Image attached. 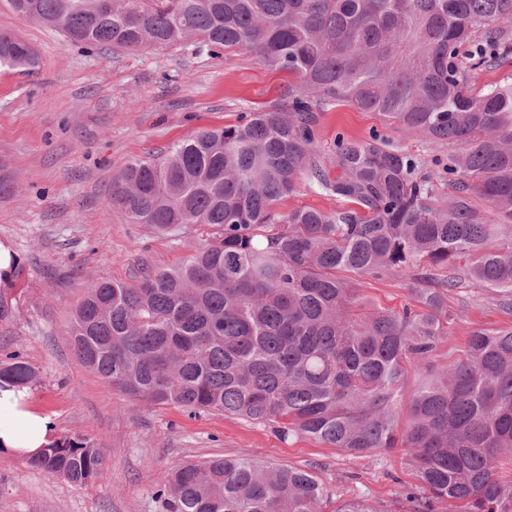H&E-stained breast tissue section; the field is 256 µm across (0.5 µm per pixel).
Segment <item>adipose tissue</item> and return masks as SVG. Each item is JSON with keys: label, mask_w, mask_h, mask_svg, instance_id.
Masks as SVG:
<instances>
[{"label": "adipose tissue", "mask_w": 512, "mask_h": 512, "mask_svg": "<svg viewBox=\"0 0 512 512\" xmlns=\"http://www.w3.org/2000/svg\"><path fill=\"white\" fill-rule=\"evenodd\" d=\"M31 398L28 389L0 382V453L38 454L54 443V422L48 416L29 410Z\"/></svg>", "instance_id": "obj_1"}]
</instances>
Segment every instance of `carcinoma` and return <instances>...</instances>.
<instances>
[{"instance_id":"cac0c4a2","label":"carcinoma","mask_w":512,"mask_h":512,"mask_svg":"<svg viewBox=\"0 0 512 512\" xmlns=\"http://www.w3.org/2000/svg\"><path fill=\"white\" fill-rule=\"evenodd\" d=\"M8 3L91 50H245L299 78L285 103L113 177L112 206L129 223L171 237L206 224L212 238L136 285L86 288L68 330L82 363L137 400L268 425L285 441L311 436L350 458L399 448L415 481L411 512H512V327L476 328L462 357L431 362L448 341V290L462 280L495 289L512 312V80L472 88L512 59V32L499 25L512 0H112L109 12L100 0ZM35 62L28 42L0 31V65ZM336 102L430 143H464L448 161V196L421 159L378 136L321 156L317 109ZM304 176L355 207L280 213ZM339 271L402 276L412 302L368 307ZM39 380L19 353L0 361V382ZM27 464L73 485L106 474L103 449L81 438ZM163 493L168 512H384L368 499L333 503L309 471L245 458L178 464Z\"/></svg>"}]
</instances>
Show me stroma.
I'll return each instance as SVG.
<instances>
[{"label":"stroma","instance_id":"stroma-1","mask_svg":"<svg viewBox=\"0 0 512 512\" xmlns=\"http://www.w3.org/2000/svg\"><path fill=\"white\" fill-rule=\"evenodd\" d=\"M0 30L38 52L31 71L0 66V177L15 190L0 197V241L16 255L0 320V359L17 351L37 366L33 411L49 416L58 437H80L106 450V475L83 486L0 455V512H166L162 490L174 465L211 458H255L312 472L329 498H367L385 512H409L401 496L413 478L400 452L349 458L304 436L281 440L271 428L216 413L190 414L134 399L89 371L67 330L86 287L135 284L144 267L181 265L211 237L204 224L179 238L122 218L109 200L112 178L138 158L163 155L200 129L239 123L279 101L291 75L262 66L249 52L223 56L184 48L95 51L15 14L0 0ZM383 136L421 158L439 195H448V158L457 143L411 138L375 112L348 103L322 108L317 149L330 156L343 139ZM343 279L370 306L409 304L406 280L383 275ZM456 317L434 362L460 357L476 328L512 326L494 290L449 291Z\"/></svg>","mask_w":512,"mask_h":512}]
</instances>
